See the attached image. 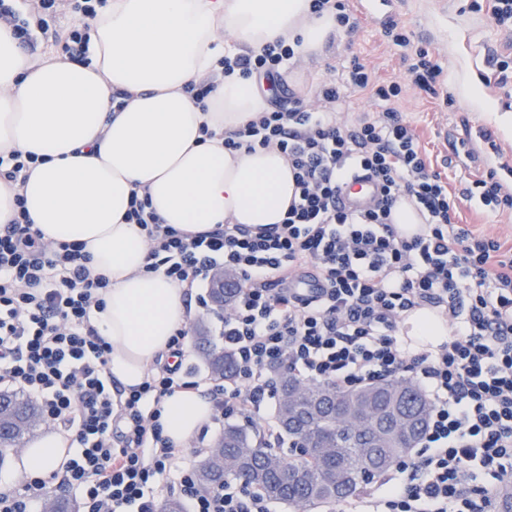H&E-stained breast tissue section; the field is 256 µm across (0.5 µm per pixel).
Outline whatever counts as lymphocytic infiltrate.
<instances>
[{"mask_svg": "<svg viewBox=\"0 0 512 512\" xmlns=\"http://www.w3.org/2000/svg\"><path fill=\"white\" fill-rule=\"evenodd\" d=\"M108 4L0 0V26L23 50L44 42L82 62L86 21ZM383 35L404 52L403 80L379 82L355 56L344 82L320 84L317 106L280 101L225 133L226 149L274 147L287 158L299 195L282 223L228 224L191 236L161 224L148 196H131L126 218L149 245L146 271H164L185 288L218 267L236 273L235 299L220 317L224 347L237 357L233 380L192 379L180 362L189 335L182 327L169 340L170 363L130 392L113 389L112 345L95 324L108 277L93 271L83 245L44 243L25 211L0 225V386L35 399L49 425L72 433L75 450L62 479L83 512H156L160 495L176 489L191 496V512H270L268 500L243 485L197 492L193 465L163 437L159 419L162 399L178 391L209 397L217 414L253 418L273 391L276 366L339 389L417 380L429 396L428 425L417 454L380 476L375 512H490L492 493L477 471L498 481L512 476V245L458 223L457 210L476 199L512 211V187L490 167L449 193L399 109L407 88L452 105L444 69L396 20ZM294 57L281 39L224 57L212 77L185 91L200 105L235 73L279 83ZM353 91L378 100L381 110L348 127L337 123L334 107ZM358 170L382 194L366 209L341 208L340 188ZM402 199L423 216L421 234L401 237L392 224ZM304 269L323 288L306 295L289 287ZM425 306L438 309L451 330L415 351L399 324Z\"/></svg>", "mask_w": 512, "mask_h": 512, "instance_id": "lymphocytic-infiltrate-1", "label": "lymphocytic infiltrate"}]
</instances>
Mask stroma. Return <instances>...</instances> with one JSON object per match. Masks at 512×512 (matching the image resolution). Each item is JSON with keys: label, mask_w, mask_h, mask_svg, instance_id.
I'll list each match as a JSON object with an SVG mask.
<instances>
[{"label": "stroma", "mask_w": 512, "mask_h": 512, "mask_svg": "<svg viewBox=\"0 0 512 512\" xmlns=\"http://www.w3.org/2000/svg\"><path fill=\"white\" fill-rule=\"evenodd\" d=\"M469 3L399 0L393 13L412 33L414 42L429 49L447 74L453 107L409 91L403 96L401 110L425 147L432 169L452 193L477 178L486 166L497 167L512 159V98L505 97L490 81L493 56L512 44V38L489 26L481 15L469 12ZM353 53L370 62L378 80L391 81L405 74L402 51L385 42L379 25L365 20L356 43H349L339 33L322 56L291 64L287 87L279 91V99L294 95L305 104H315L316 89L323 80L345 79L347 61ZM482 126L495 130L498 154H485L476 136ZM465 151L477 155V162L464 161L461 154ZM459 221L486 236L512 243V212L465 204Z\"/></svg>", "instance_id": "1"}]
</instances>
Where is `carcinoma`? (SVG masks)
Wrapping results in <instances>:
<instances>
[{"mask_svg":"<svg viewBox=\"0 0 512 512\" xmlns=\"http://www.w3.org/2000/svg\"><path fill=\"white\" fill-rule=\"evenodd\" d=\"M236 275L224 273V284L210 283L209 298L224 309L236 293ZM210 377H235L234 356L218 346L202 324L194 331ZM275 421L292 442L284 457L252 436L247 427L227 423L196 469L200 490L229 478L245 481L268 501L299 512L331 506L356 494L365 481L388 471L419 444L430 404L410 378H390L342 390L326 384H305L276 369ZM41 422L35 406L9 391L0 392V446L18 447ZM496 512H512V483L496 494Z\"/></svg>","mask_w":512,"mask_h":512,"instance_id":"1","label":"carcinoma"}]
</instances>
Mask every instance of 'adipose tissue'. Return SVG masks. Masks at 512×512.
I'll return each instance as SVG.
<instances>
[{"instance_id": "adipose-tissue-1", "label": "adipose tissue", "mask_w": 512, "mask_h": 512, "mask_svg": "<svg viewBox=\"0 0 512 512\" xmlns=\"http://www.w3.org/2000/svg\"><path fill=\"white\" fill-rule=\"evenodd\" d=\"M90 64L53 56L33 63L0 28V152L39 161L21 192L45 240L84 244L112 287L98 325L112 344L108 370L139 387L168 341L190 319L186 290L164 272L143 274L148 246L125 216L133 189L146 191L161 221L189 235L228 222L282 223L295 198L286 158L274 149L230 151L203 141L245 125L270 107L257 78L232 75L196 104L184 91L224 54L262 50L279 39L308 59L336 28L309 0H111L90 19ZM127 92L121 111L112 93ZM163 434L183 447L215 414L212 401L177 392L162 400ZM65 434L48 430L15 457L40 476L67 457Z\"/></svg>"}]
</instances>
